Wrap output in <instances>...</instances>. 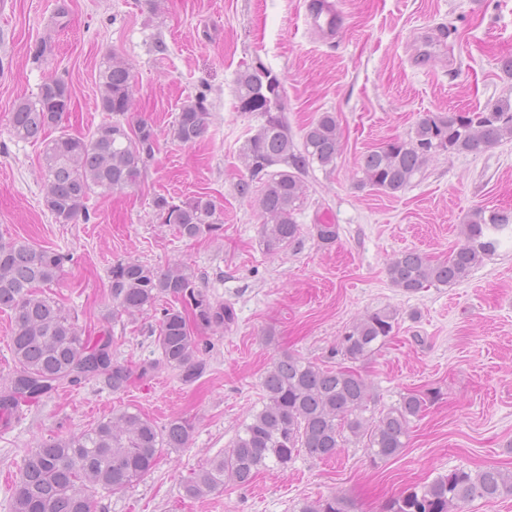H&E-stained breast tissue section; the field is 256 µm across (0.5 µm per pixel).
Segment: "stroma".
<instances>
[{"mask_svg": "<svg viewBox=\"0 0 512 512\" xmlns=\"http://www.w3.org/2000/svg\"><path fill=\"white\" fill-rule=\"evenodd\" d=\"M62 1L69 15L58 26ZM340 2L346 24L329 43L306 21L308 0H5L0 236L71 254L51 297L75 312L85 336L111 332L114 358L133 375L125 391L112 392L101 380L81 384L0 425V505L28 449L124 409L160 425L186 417L195 431L126 491L99 497L98 512H298L303 501L333 494L345 497L349 512H380L386 498L457 469L512 470V247L450 286L405 293L387 275L389 261L405 251L445 259L472 211L512 207V141L478 156L433 155L394 196L355 186L363 156L409 138L426 113L512 98V76L500 67L512 57V0ZM111 52L132 67L127 118L150 122L158 148L140 183L91 195L89 219L60 224L42 204V146L12 136L10 113L57 72L72 92L62 128L92 135L107 118L98 73ZM259 65L281 81L295 145L323 112L335 113L342 130L335 167L303 172V233L278 252L261 242L259 194L238 188L247 177L238 150L261 119L237 111L235 80ZM200 92L211 108L210 128L184 145L172 128L182 102ZM198 194L223 211L218 236L188 240L160 224L154 196L181 201ZM324 222L339 229L329 247L310 233ZM128 259L160 269L185 263L213 297L234 307L231 328L202 333L207 371L198 381L183 383L170 369L139 375L158 356L156 319H114L108 306L109 271ZM385 307L398 313L397 334L356 365L369 385V411L386 410L409 392L430 398L398 457L372 462L363 443L350 440L333 459L303 453L249 485L229 482L205 499H185L184 482L223 455L263 407L261 378L276 358L292 352L342 367L333 350L345 327Z\"/></svg>", "mask_w": 512, "mask_h": 512, "instance_id": "1", "label": "stroma"}]
</instances>
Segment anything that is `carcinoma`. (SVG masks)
I'll return each mask as SVG.
<instances>
[{
	"mask_svg": "<svg viewBox=\"0 0 512 512\" xmlns=\"http://www.w3.org/2000/svg\"><path fill=\"white\" fill-rule=\"evenodd\" d=\"M99 105L111 119L90 137L63 133L48 137L72 104L69 83L62 75L44 79L32 99L18 102L11 117L12 136L41 142L44 171L43 205L60 224L88 215L93 194L108 196L140 180L157 149L154 127L134 125L121 117L133 103V74L119 55H107L99 67ZM237 110L256 112L261 124L239 148L249 178L239 191L249 193L261 183V238L269 251L299 241L297 214L305 194L303 170L316 163L332 166L341 151L336 114L322 112L304 129L303 150L295 151L288 129L277 75L259 66L239 72L235 82ZM210 107L204 94L187 100L173 126V137L194 144L208 132ZM512 140V99L473 112L427 113L413 136L394 139L368 152L360 163L357 187L385 194L404 190L429 158L437 153L480 155ZM162 223L182 238L199 239L221 229L216 202L205 196L176 204L164 195L153 199ZM319 244L336 241L334 224L313 225ZM461 242L448 258L432 262L405 251L387 265L391 284L405 293L431 285L454 284L492 255L502 238H512V211L475 210L461 226ZM71 254L0 236V311L11 315L9 347L15 369L0 391V417L7 419L19 402L39 400L73 383L104 378L112 391L128 385L132 370L112 358V334L93 341L83 337L75 318L47 289L58 284ZM170 304L157 308L162 299ZM112 316L159 312L156 347L159 358L141 367L147 375L164 366L191 384L205 373L199 337L193 328H228L234 309L213 298L188 265L164 270L137 260L118 262L109 277ZM397 312L384 308L356 320L343 336L336 354L357 363L371 358L396 333ZM266 403L253 414L224 455L201 467L183 486L185 496L202 499L224 489V483L249 485L270 466L288 467L304 450L312 457L331 458L341 444L366 439L376 460L400 454L410 423L423 415L427 400L408 393L378 418H368V384L351 367L328 368L295 353H284L266 371L262 382ZM194 430L184 417L160 426L139 412L121 411L94 427L51 437L30 449L11 496V512H96L101 490L120 493L150 473L165 448H183ZM512 495V471L487 467L456 470L416 485L387 500L382 512H456L461 502ZM299 512H347L344 499L331 496L306 501Z\"/></svg>",
	"mask_w": 512,
	"mask_h": 512,
	"instance_id": "1",
	"label": "carcinoma"
}]
</instances>
